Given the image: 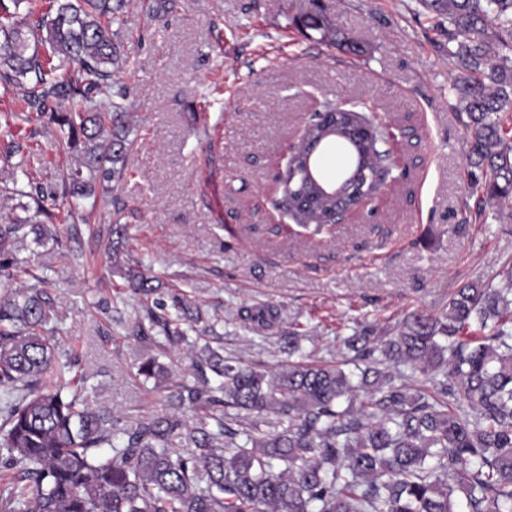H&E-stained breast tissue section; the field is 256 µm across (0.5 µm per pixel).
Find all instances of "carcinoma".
Instances as JSON below:
<instances>
[{
    "mask_svg": "<svg viewBox=\"0 0 512 512\" xmlns=\"http://www.w3.org/2000/svg\"><path fill=\"white\" fill-rule=\"evenodd\" d=\"M448 20V55L461 70L456 89L467 113L469 167L487 197L512 206V146L499 113L512 106V57L486 39L493 23L512 42V0H422ZM55 15L29 27L0 24V86L26 79L28 105L49 116L58 147L80 160L59 178L75 205L122 176L133 141L117 99L112 24L126 0H56ZM330 44L333 23L300 19ZM71 59L58 77L40 52ZM90 103L80 110L64 103ZM56 237L45 224H0V274L16 266L28 236ZM127 287L153 291L141 270ZM172 346L188 342L178 320L146 314ZM259 326L270 307L248 310ZM53 304L34 286L0 293V468L13 472L3 512H512V297L473 282L448 296L439 316L407 317L386 340L366 329L343 339L335 365L301 354L268 374L205 343L194 382L167 396L168 411L122 426L69 389L75 366L48 335ZM352 364L354 369L345 366ZM136 375L159 388L166 367L149 357ZM365 400L358 401V393ZM186 409L196 411L187 421ZM284 469L274 470L275 463Z\"/></svg>",
    "mask_w": 512,
    "mask_h": 512,
    "instance_id": "carcinoma-1",
    "label": "carcinoma"
}]
</instances>
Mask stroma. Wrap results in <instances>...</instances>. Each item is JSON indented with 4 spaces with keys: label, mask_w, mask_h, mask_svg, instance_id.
Instances as JSON below:
<instances>
[{
    "label": "stroma",
    "mask_w": 512,
    "mask_h": 512,
    "mask_svg": "<svg viewBox=\"0 0 512 512\" xmlns=\"http://www.w3.org/2000/svg\"><path fill=\"white\" fill-rule=\"evenodd\" d=\"M316 9L362 53L299 28ZM112 31L135 143L89 221L71 214L57 178L76 159L59 151L57 126L27 104L25 85L0 92V186L35 185L0 196V221L43 211L57 237L19 242L26 270L0 278V292L45 279L52 334L90 403L125 424L160 412L165 389L135 376L150 356L169 385L193 380L187 346H166L154 326L149 341L131 336L135 306L200 314L225 355L276 371L289 337L333 365L342 337L394 335L413 313L440 314L468 282L512 289V208L469 186L458 69L420 0H130ZM349 99L389 131L393 179L341 224L303 231L279 210L275 177L311 115ZM138 264L153 293L126 288ZM266 306L273 324L245 320Z\"/></svg>",
    "instance_id": "obj_1"
}]
</instances>
